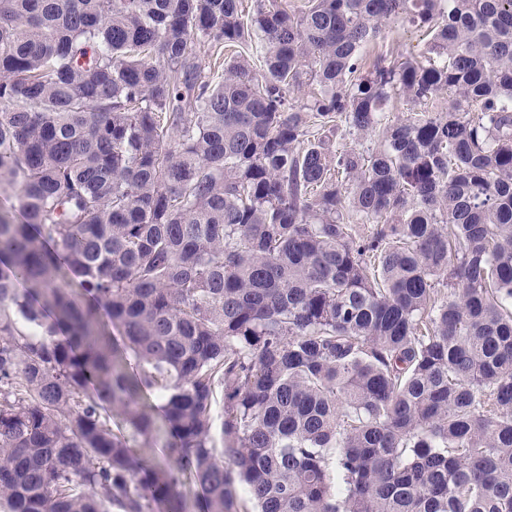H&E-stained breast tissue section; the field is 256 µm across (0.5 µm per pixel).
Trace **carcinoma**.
I'll list each match as a JSON object with an SVG mask.
<instances>
[{
	"instance_id": "obj_1",
	"label": "carcinoma",
	"mask_w": 512,
	"mask_h": 512,
	"mask_svg": "<svg viewBox=\"0 0 512 512\" xmlns=\"http://www.w3.org/2000/svg\"><path fill=\"white\" fill-rule=\"evenodd\" d=\"M0 103V512H512V0H0ZM424 47L423 36L420 32L403 27L401 24H390L386 27L382 37L377 41L375 51L394 48L395 51L417 54ZM373 47L367 48L365 51L369 55L374 53ZM178 491L184 498L186 512H201L202 491L192 476H182Z\"/></svg>"
}]
</instances>
